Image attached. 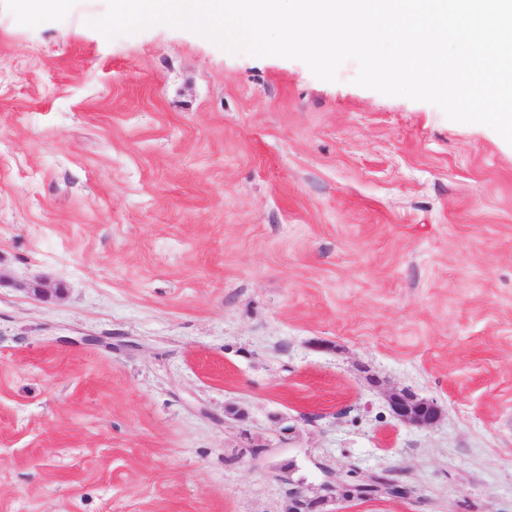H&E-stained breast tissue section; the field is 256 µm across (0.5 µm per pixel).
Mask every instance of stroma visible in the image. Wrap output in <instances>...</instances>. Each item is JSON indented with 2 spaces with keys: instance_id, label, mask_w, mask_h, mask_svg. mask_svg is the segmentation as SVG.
Segmentation results:
<instances>
[{
  "instance_id": "35a3bbf8",
  "label": "stroma",
  "mask_w": 512,
  "mask_h": 512,
  "mask_svg": "<svg viewBox=\"0 0 512 512\" xmlns=\"http://www.w3.org/2000/svg\"><path fill=\"white\" fill-rule=\"evenodd\" d=\"M105 11L0 0V512H512V145ZM389 404L394 418L416 427H432L440 419L441 411L433 401L418 398L410 391L393 392ZM326 482L323 487L330 495L308 496L298 488L288 490V511L289 512H333L325 510V506L336 501L337 496L343 500L366 499L378 493H384L378 485L379 477H376L370 483H351L336 472L325 469ZM385 494V493H384Z\"/></svg>"
}]
</instances>
